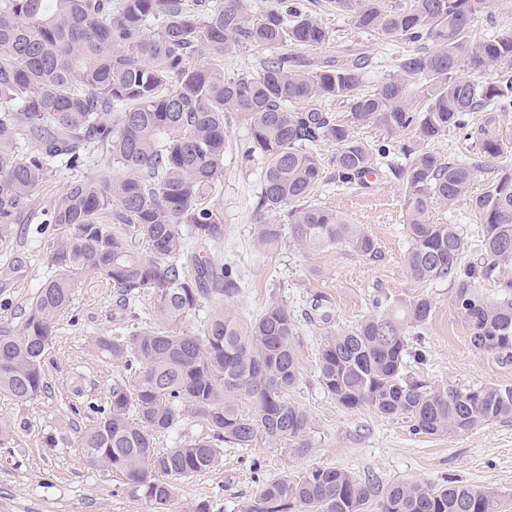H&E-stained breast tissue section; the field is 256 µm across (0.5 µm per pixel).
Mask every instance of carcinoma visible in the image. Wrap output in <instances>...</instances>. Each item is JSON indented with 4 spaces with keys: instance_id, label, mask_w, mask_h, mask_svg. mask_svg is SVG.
<instances>
[{
    "instance_id": "obj_1",
    "label": "carcinoma",
    "mask_w": 512,
    "mask_h": 512,
    "mask_svg": "<svg viewBox=\"0 0 512 512\" xmlns=\"http://www.w3.org/2000/svg\"><path fill=\"white\" fill-rule=\"evenodd\" d=\"M488 0H336V9L365 32L431 47L400 56L401 76L365 89V59L311 67L289 51L321 48L332 32L291 0L251 14V0H0V243L12 234L34 190L61 168L83 165L99 151L107 164L69 182L45 213L56 234L45 244L46 274L20 327L0 329V395L27 403L46 389L43 362L56 321L71 306L74 275L100 276L121 310L143 297L152 318L124 334L97 336L94 352L126 378L87 408L96 414L79 436L85 463L121 474L128 488L170 512L174 479L219 467L224 445L263 441L293 453L309 448V413L289 400L301 376L294 311L270 301L252 319L234 308L243 288L231 264L205 265L195 243H224L226 120L250 133L240 146L259 159L256 245L274 251L293 241L316 253L344 248L376 258L377 241L361 224L309 203L326 164L341 184H360L394 153L355 132L374 125L409 132L405 184L409 239L404 265L415 283L446 280L449 299L483 359L512 365V30L480 43L474 16ZM284 53L260 71L224 75L221 60L241 49ZM467 71L470 76L462 75ZM418 81L409 93L406 80ZM339 101L342 116L315 107ZM483 113L479 122L470 120ZM464 131L476 157L445 160L419 147L445 129ZM35 144L32 149L29 144ZM332 144L330 162L312 147ZM495 160L487 188L469 199L481 235L477 262L463 261L468 242L457 224H433L435 201L454 205L484 160ZM289 210H284V207ZM284 219L277 220L278 215ZM147 244V254L139 252ZM499 287L492 300L478 287ZM224 305L203 311L210 298ZM425 294L376 301L375 311L326 337L319 347L323 389L346 409L367 406L405 416L427 435L468 432L512 417V385L432 383L408 370L425 353L409 337L423 335L433 314ZM204 312L196 329L189 316ZM188 420L208 436L155 446V435ZM504 512L499 494L449 479L442 486L384 485L338 468L266 482L246 512Z\"/></svg>"
}]
</instances>
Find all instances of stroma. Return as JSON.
Returning <instances> with one entry per match:
<instances>
[{
	"label": "stroma",
	"mask_w": 512,
	"mask_h": 512,
	"mask_svg": "<svg viewBox=\"0 0 512 512\" xmlns=\"http://www.w3.org/2000/svg\"><path fill=\"white\" fill-rule=\"evenodd\" d=\"M299 2L333 33L323 48H295L300 61L315 65L366 57L370 89L397 73L403 45L356 28L337 14L331 0ZM227 135L231 147L224 153L226 177L219 197L224 243L207 256L236 267L243 288L237 303L242 316H256L274 298L287 302L297 315L302 375L290 398L312 417L309 448L297 455L261 442L251 448L225 447L220 467L177 481L176 512L199 501L209 502L210 512H245L267 480L297 478L318 468L347 469L385 484L443 485L453 478L496 490L512 503V418L485 422L466 433L430 436L413 431L411 421L401 416L385 417L365 406L345 409L320 384L317 354L327 334L371 314L377 296L396 299L421 293L431 297L434 311L420 341L426 359L413 365V372L437 383L512 384V366H498L472 350L468 329L449 301L447 282L417 284L407 277L402 179L385 168L362 185L330 179L312 198L316 205L364 225L378 242L380 259L338 248L309 254L291 242L274 254L258 252L254 205L259 164L242 160L234 151L249 136L244 122L229 116ZM96 172L90 164L50 177L34 191L28 213L12 227L10 241L0 245V326H19L22 309L44 281L38 253L54 234L52 225L43 221L45 211L67 182ZM76 283L71 307L59 318L45 356L46 392L24 404L0 395V419L12 427L11 438L0 443V512H155L119 476L86 465L78 436L90 415L70 410L71 401L79 397L105 399L113 381L124 375L123 368L91 351V338L146 321L148 307L117 311L113 288L99 276L80 274ZM316 294L325 295L326 301L322 317L312 319L308 312Z\"/></svg>",
	"instance_id": "stroma-1"
}]
</instances>
